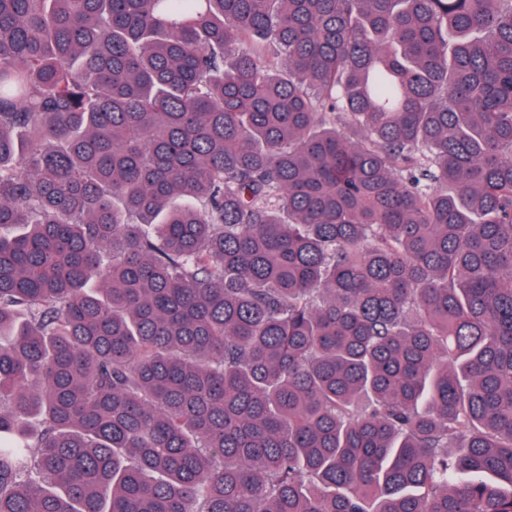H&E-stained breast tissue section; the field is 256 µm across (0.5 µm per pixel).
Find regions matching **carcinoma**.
Wrapping results in <instances>:
<instances>
[{"mask_svg": "<svg viewBox=\"0 0 512 512\" xmlns=\"http://www.w3.org/2000/svg\"><path fill=\"white\" fill-rule=\"evenodd\" d=\"M1 336L0 512H512V0H0Z\"/></svg>", "mask_w": 512, "mask_h": 512, "instance_id": "carcinoma-1", "label": "carcinoma"}]
</instances>
